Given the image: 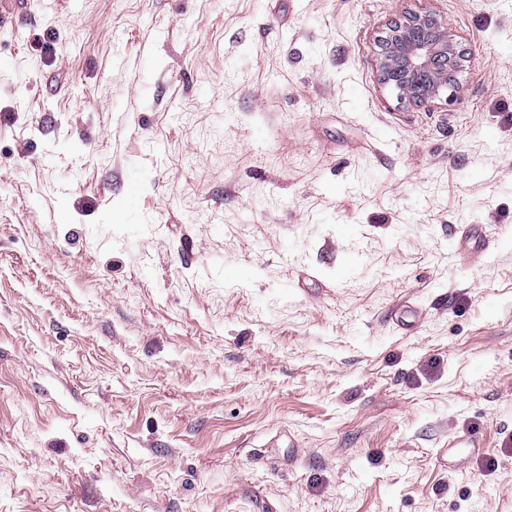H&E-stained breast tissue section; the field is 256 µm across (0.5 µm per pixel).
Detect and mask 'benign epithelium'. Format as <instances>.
I'll list each match as a JSON object with an SVG mask.
<instances>
[{
	"mask_svg": "<svg viewBox=\"0 0 512 512\" xmlns=\"http://www.w3.org/2000/svg\"><path fill=\"white\" fill-rule=\"evenodd\" d=\"M462 67L454 35L430 15L410 14L389 29L380 77L399 100L427 103L454 86Z\"/></svg>",
	"mask_w": 512,
	"mask_h": 512,
	"instance_id": "benign-epithelium-1",
	"label": "benign epithelium"
}]
</instances>
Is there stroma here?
Masks as SVG:
<instances>
[{"label":"stroma","mask_w":512,"mask_h":512,"mask_svg":"<svg viewBox=\"0 0 512 512\" xmlns=\"http://www.w3.org/2000/svg\"><path fill=\"white\" fill-rule=\"evenodd\" d=\"M408 14L466 52L422 105L380 81ZM234 480L512 512V0L0 26V512H225Z\"/></svg>","instance_id":"stroma-1"}]
</instances>
